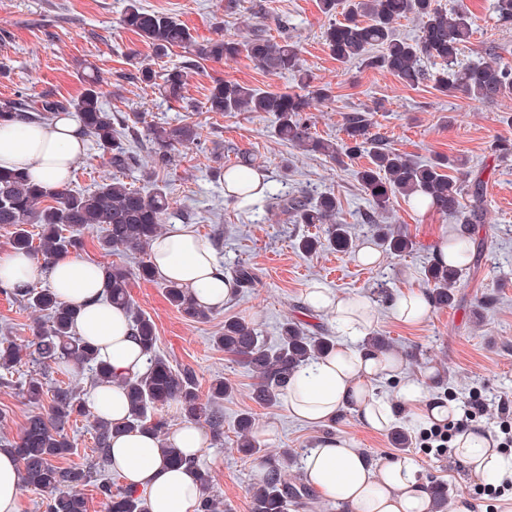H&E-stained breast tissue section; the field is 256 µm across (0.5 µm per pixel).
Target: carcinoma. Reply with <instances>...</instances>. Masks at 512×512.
Returning a JSON list of instances; mask_svg holds the SVG:
<instances>
[{
  "instance_id": "1",
  "label": "carcinoma",
  "mask_w": 512,
  "mask_h": 512,
  "mask_svg": "<svg viewBox=\"0 0 512 512\" xmlns=\"http://www.w3.org/2000/svg\"><path fill=\"white\" fill-rule=\"evenodd\" d=\"M340 0H319L323 14L330 17L324 30V41L330 54L340 63L359 60L371 69H385L409 87L425 81L445 95L464 94L481 103H493L512 95V65L488 53L482 61L460 66L459 51L473 36L469 8L461 4L448 12L436 0H347L343 19H335ZM412 15L422 23L421 35L415 40L396 36L394 24ZM122 26L139 35L155 57L162 58L174 47H181L201 60L232 61L241 53L267 72L292 74L301 84L299 93L259 92L238 82L217 81L210 89L206 111L268 112L275 117V135L296 149L322 155L332 161L344 155L352 158L366 154L370 165L358 170L357 178L368 192L376 216L390 210L393 200L401 196L419 199L426 208L454 218L459 224H470L474 215L460 210L462 180L455 161L446 157L422 163L411 156L388 149L371 135L368 120L355 113L346 119L345 138L336 144L319 139L310 132L307 112L315 101L329 97L328 88L315 86L304 69L299 45L294 41L274 42L259 29H253L242 40L220 34L205 43L195 40L190 29L173 18L144 9L130 0ZM427 58L439 65L428 71L421 65ZM141 83L158 88L169 101L185 100L186 71L172 68L162 75L132 55ZM162 78L163 83L156 82ZM63 112H74L85 133L94 138L106 163L125 169L136 163L135 156L117 136L112 113L105 110L97 81L86 79L80 96L71 102L43 100L30 110L22 98L0 101V119L27 123L47 122ZM151 157L157 165L168 166L176 151L200 142L198 125L186 122L171 128L147 126ZM282 214L296 224H324L330 246L347 251L352 241L347 226L337 220L339 203L330 192L313 197L280 191L270 196ZM170 214L166 188L155 187L150 195L129 186L118 178L108 177L88 192L73 193L66 186L47 187L21 172L0 169V227L8 230L11 248L33 254L49 264L57 258L83 247L84 232L98 228L100 248L106 252L119 246L149 254L151 241L160 233ZM36 225L38 232L29 226ZM379 244L392 253H402L413 246L407 236L386 225L378 226ZM104 295L127 313L133 335L147 354L146 370L138 376H117L108 364L98 360L96 350L75 333L77 309L60 302L49 288H30L23 298L30 308L46 316L33 328L31 339L24 344L0 343V368L8 370L23 359L50 368L72 364L91 371L92 384L120 387L128 400L130 417L121 425L96 421L95 447L101 462H108V449L114 434L120 431L146 429L156 436L166 430L167 422L155 416V410L170 402L180 405L190 421H205L217 440L224 436V416L215 403L229 396L233 387L222 378L212 381L210 398L204 401L197 392L196 375L190 369L175 370L158 355L154 322L135 309L128 288L133 278L151 281L155 272L146 259L130 269L112 264L101 266ZM462 271L459 265L437 263L427 270L431 302L446 307L454 301V288ZM166 298L183 316L193 321L210 319L212 310L199 305L189 292L176 283L165 287ZM217 347L240 358L255 374L258 382L253 400L262 406L276 404L284 395L289 381L298 370L334 348L328 336H312L300 325L285 321L280 327L276 347L266 345L257 328L240 320L224 321V332L214 337ZM27 399L40 404L49 399L46 417L33 415L24 426L13 452L22 464L25 484L46 493L45 512H87L85 499L72 488L92 478L91 470H75L57 465V460L73 448L67 432L70 420L88 412L84 398L70 387H49L41 379L31 377L20 386ZM255 418L243 414L237 421L236 449L246 457L261 456L262 475L251 487V512H288L289 507L306 505L307 487L288 479V462L294 455L283 449L266 455L253 439ZM196 470L204 488L196 512H224V505L209 493V472L195 461L188 462ZM107 512H148L146 501L136 492L99 482Z\"/></svg>"
}]
</instances>
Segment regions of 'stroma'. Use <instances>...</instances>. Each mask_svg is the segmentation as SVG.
<instances>
[{
  "instance_id": "1",
  "label": "stroma",
  "mask_w": 512,
  "mask_h": 512,
  "mask_svg": "<svg viewBox=\"0 0 512 512\" xmlns=\"http://www.w3.org/2000/svg\"><path fill=\"white\" fill-rule=\"evenodd\" d=\"M466 2L474 34L462 47L459 61L475 63L492 47L512 62V27L495 22L494 0ZM139 3L187 25L201 43L220 30L231 36L250 27L277 42L287 37L298 41L315 84L330 90L329 98L310 111L314 135L340 140L347 117L360 113L368 119L371 132L383 136L390 147L422 161L438 155L458 160L463 171L480 175L484 182L483 218L471 231L481 252L476 262L463 269L452 306L431 309L421 322L402 323L391 314L387 301L424 288V272L436 261L440 238L455 231L454 219L395 199L384 221L406 233L413 246L396 255L380 253L375 265H362L355 248L376 240L374 225L364 220L372 205L355 176L368 165V158L333 162L318 154L302 155L274 136L275 119L267 113L221 115L203 109L215 82L231 80L260 91L291 93L298 89L292 76L266 72L244 55L228 63L203 61L175 48L163 58H152L149 46L120 24L128 0H0V101L20 95L32 106L44 99L70 100L80 95L85 79L92 76L109 111L141 112L147 123L166 127L190 121L199 126L200 145L182 150L172 166L150 175L145 172L150 162L145 135L125 138L126 148L139 163L119 172L106 166L97 143L87 139L72 165L68 185L78 192L88 191L112 174L145 193L154 184L166 185L172 202L170 223L192 224L212 244L225 270L242 264L254 272L253 284L237 289L224 308L205 322L186 319L168 302L164 280L135 279L129 288L135 307L156 326L159 354L173 368L195 371L201 398H208L215 378H224L233 387L232 395L218 404L224 415V437L211 441L198 460L210 471L213 492L223 500L226 512H250L249 490L259 478L258 461L236 451L237 421L246 413L256 419L254 436L263 452L287 448L294 453L289 469L293 476H302L304 457L320 439L335 434L376 460L402 453L414 457L422 481L447 484L448 512H512V491L496 494L487 481L471 477L453 454L436 455L421 448L423 426L410 421L411 410L401 406L390 381L378 380L375 391L398 408L397 424L409 438L402 449L396 448L390 434L368 430L349 414L324 427L290 417L284 404H257L252 398L256 378L251 370L213 342L231 318L251 321L271 345L287 320L311 334L340 340L333 317L310 309L305 301L307 288L319 284L336 295H360L376 304L377 318L370 333L386 337L393 351L403 354L405 378H419L433 366L442 373L434 388L437 396L460 402L477 391L490 404L502 399L512 404V155L502 158L491 150L497 140L512 141V96L480 104L461 94L443 95L429 83L414 88L403 85L391 73L357 62L341 64L324 42L328 19L318 0H239L231 13L225 12L224 0ZM219 21L224 24L220 30L215 27ZM133 52L150 60L160 73L184 67L188 74L185 104L168 102L158 90L141 84L128 63ZM244 153L260 163L273 188L296 195L333 192L341 218L350 227L352 251L325 245L317 252H304L298 247L300 240L323 236L322 228L287 220L263 198L246 208L226 199L224 183L213 170L221 165L233 167ZM38 317L21 296L0 292V342L23 343L31 337ZM39 372L56 384L81 390L90 386L86 370L62 366L41 370L24 361L0 371V448L18 439L29 417L47 414V404L29 402L18 388L20 381ZM68 434L73 449L58 464L92 470V482L78 491L87 512H106L96 483L112 479L113 473L99 462L93 417L71 422Z\"/></svg>"
}]
</instances>
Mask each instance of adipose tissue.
<instances>
[{
  "instance_id": "ef3b65f1",
  "label": "adipose tissue",
  "mask_w": 512,
  "mask_h": 512,
  "mask_svg": "<svg viewBox=\"0 0 512 512\" xmlns=\"http://www.w3.org/2000/svg\"><path fill=\"white\" fill-rule=\"evenodd\" d=\"M84 140L80 125L68 115L45 123L1 121L0 168L60 184L67 181ZM149 254L159 277L180 283L202 306L221 309L236 292L213 246L189 225H172L155 237ZM42 282L61 301L79 307L78 336L95 346L99 358L115 374L133 376L145 371L146 356L123 309L105 300L96 264L75 254L47 264L11 250L0 253V286L21 294ZM305 299L312 310L332 314L344 338L290 381L284 397L289 415L329 426L348 408L366 428L382 433L390 430L395 410L376 397L373 383L399 376L403 361L395 353L355 343L373 325L375 303L364 297H339L317 284L308 288ZM439 377L431 369L421 380L405 381L399 387L400 398L414 407L415 418L432 425L458 414L454 401L431 396L429 388ZM455 445L472 477L505 476L507 465L488 431L469 427L456 435ZM207 446L205 431L186 423L173 429L162 443L140 430L114 436L109 459L113 472L145 498L148 512H194L201 494L195 473L172 466L167 454L174 451L196 460ZM303 469L307 482L319 494L347 505L350 512H434L433 499L419 478V466L409 455L375 461L349 440L332 435L322 438L305 456ZM23 483L21 463L9 449H0V512H19Z\"/></svg>"
}]
</instances>
